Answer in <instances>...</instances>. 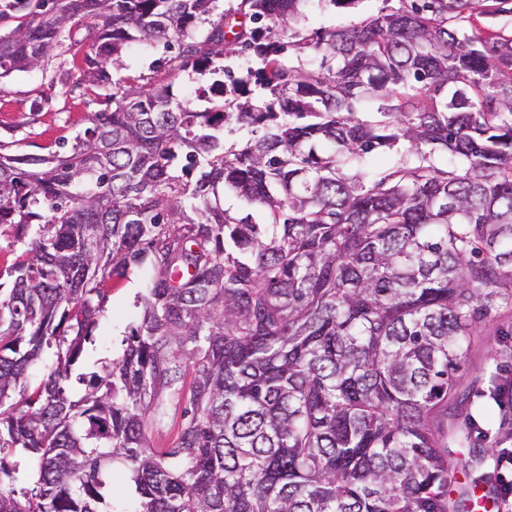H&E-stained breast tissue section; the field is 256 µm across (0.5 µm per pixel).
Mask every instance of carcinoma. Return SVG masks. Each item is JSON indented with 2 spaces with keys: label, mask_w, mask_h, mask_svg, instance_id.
<instances>
[{
  "label": "carcinoma",
  "mask_w": 512,
  "mask_h": 512,
  "mask_svg": "<svg viewBox=\"0 0 512 512\" xmlns=\"http://www.w3.org/2000/svg\"><path fill=\"white\" fill-rule=\"evenodd\" d=\"M53 2L0 35V78L35 69L81 16L97 84L176 41L212 96L196 109L167 80L133 83L69 150L0 153V237L18 252L0 282V461L29 451L35 476L0 481V512H111L115 463L138 512H470L491 475L458 481L444 421L477 325L512 309V39L469 33L471 0H398L286 42L308 0H242L238 31L219 0ZM237 48L262 67L216 66ZM367 100L381 120L358 117ZM402 143L417 163L369 179ZM145 263L140 324L72 399L104 287ZM177 358L182 423L153 448Z\"/></svg>",
  "instance_id": "obj_1"
}]
</instances>
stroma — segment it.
<instances>
[{"mask_svg": "<svg viewBox=\"0 0 512 512\" xmlns=\"http://www.w3.org/2000/svg\"><path fill=\"white\" fill-rule=\"evenodd\" d=\"M382 6L383 0H358L350 8L311 0L297 28L312 32L354 26ZM498 6V0H474L467 29L484 38H512V13L498 14ZM96 32L93 19H82L61 35L40 66L0 79V151L46 155L88 127L105 94L103 87L92 83L87 65L96 51ZM178 54L175 47L131 53L124 68L113 72V80L123 86L133 77L160 80L154 61ZM148 272L145 265L132 269L125 279L106 287L99 324L93 341L85 345L78 372L100 370L121 355L131 326L141 319L135 302L145 291ZM457 396L467 416L462 423L465 436L460 440L463 452L483 451L485 470L495 471L498 456L512 452V313L480 326L458 373Z\"/></svg>", "mask_w": 512, "mask_h": 512, "instance_id": "1", "label": "stroma"}]
</instances>
